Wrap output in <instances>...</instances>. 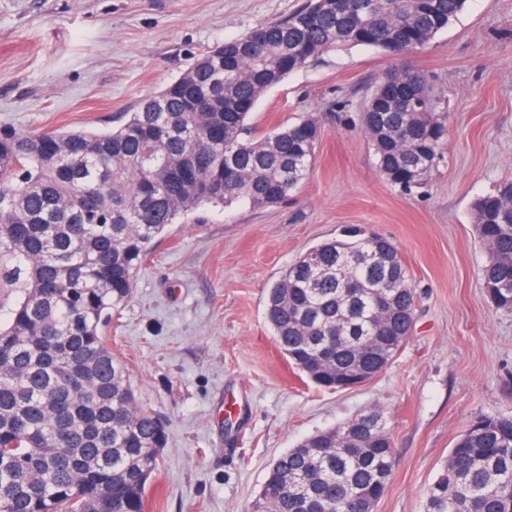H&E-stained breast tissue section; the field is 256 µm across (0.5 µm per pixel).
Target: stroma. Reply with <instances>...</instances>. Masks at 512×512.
Here are the masks:
<instances>
[{"label":"stroma","instance_id":"35a3bbf8","mask_svg":"<svg viewBox=\"0 0 512 512\" xmlns=\"http://www.w3.org/2000/svg\"><path fill=\"white\" fill-rule=\"evenodd\" d=\"M305 0H0V127L108 131L196 58ZM448 115L444 158L402 191L375 165L361 112L397 62L341 47L268 90L257 133L315 116V162L295 197L181 215L103 334L168 444L146 512H250L272 460L377 407L395 465L375 512H424L450 448L484 417H512V311L483 287L477 197L512 179V0H467L412 53ZM357 229L391 240L415 325L375 378L315 387L280 351L266 290L313 246Z\"/></svg>","mask_w":512,"mask_h":512}]
</instances>
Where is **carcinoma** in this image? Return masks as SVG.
Listing matches in <instances>:
<instances>
[{
  "instance_id": "carcinoma-1",
  "label": "carcinoma",
  "mask_w": 512,
  "mask_h": 512,
  "mask_svg": "<svg viewBox=\"0 0 512 512\" xmlns=\"http://www.w3.org/2000/svg\"><path fill=\"white\" fill-rule=\"evenodd\" d=\"M466 0H307L287 18L224 42L146 97L109 132L0 130V512H145L167 445L107 347L104 319L182 214L205 204L265 208L307 178L316 118L256 135L260 98L340 46L404 56L430 44ZM404 63L371 93L362 123L379 170L405 191L442 161L447 115ZM488 248L483 287L512 310V181L474 202ZM415 292L395 245L350 233L324 242L269 288L267 319L317 387L373 379L404 346ZM393 337L379 356L369 339ZM336 337V359L317 353ZM393 466L376 408L320 431L269 466L252 512H374ZM426 512H512V418L461 434L426 493Z\"/></svg>"
}]
</instances>
